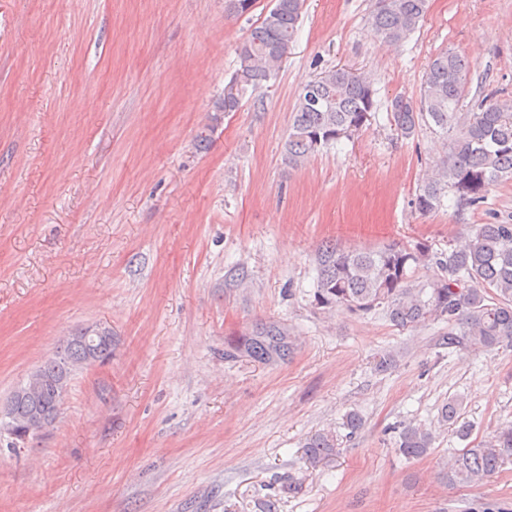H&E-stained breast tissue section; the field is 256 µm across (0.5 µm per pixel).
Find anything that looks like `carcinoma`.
Returning a JSON list of instances; mask_svg holds the SVG:
<instances>
[{
	"mask_svg": "<svg viewBox=\"0 0 512 512\" xmlns=\"http://www.w3.org/2000/svg\"><path fill=\"white\" fill-rule=\"evenodd\" d=\"M304 0H272V7L237 48L239 68L224 94L220 111L238 109L247 87L269 82L290 53ZM428 0H375L368 24L374 35L399 45L418 29ZM471 64L453 50L434 55L425 72L420 96L412 100L396 96L390 102V121L401 137L415 136L421 124L434 125L445 138L447 155L433 165L413 199L422 215L441 206L451 193L461 207L485 202L490 188L512 179V104L482 102L476 112H459ZM377 90L360 74L332 67L307 81L297 98L283 161L297 168L342 139L359 133L377 111ZM434 265L442 275L422 285L411 283V272ZM316 304L330 309L342 306L353 313L382 310L402 330L429 322L448 323L441 344L448 348L473 345L492 349L512 347V223L476 224L460 244L448 253H434L425 244L413 248L398 242L359 251H346L327 242L316 257ZM86 329L76 330L63 341L55 356L36 370L41 387L35 395L18 385L0 408V428L16 441H26L24 428L33 413L41 414V426L52 425L64 397L61 382L85 366L91 352ZM297 347L294 329L280 320L255 323L230 341L224 360L248 357L273 365L288 360ZM439 421L467 442L442 472L448 485L478 484L512 460V425L487 439L470 441L472 425L460 422L458 403L442 404ZM435 436L422 424L409 423L399 433L398 450L408 459L430 452ZM311 463L337 455V438L328 432L312 435L303 445Z\"/></svg>",
	"mask_w": 512,
	"mask_h": 512,
	"instance_id": "1",
	"label": "carcinoma"
}]
</instances>
